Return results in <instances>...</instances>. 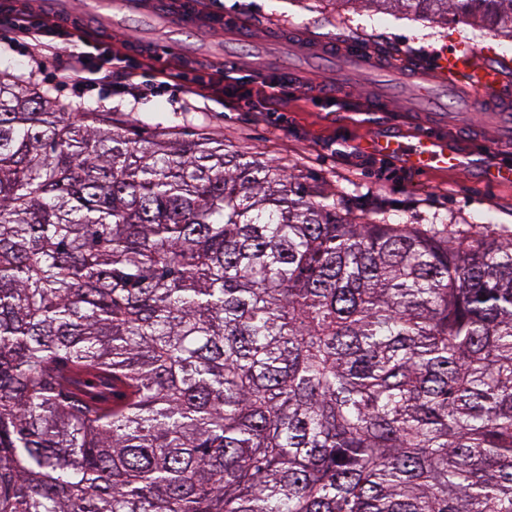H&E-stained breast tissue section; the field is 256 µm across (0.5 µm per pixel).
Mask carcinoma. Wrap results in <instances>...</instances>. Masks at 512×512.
Returning a JSON list of instances; mask_svg holds the SVG:
<instances>
[{"mask_svg": "<svg viewBox=\"0 0 512 512\" xmlns=\"http://www.w3.org/2000/svg\"><path fill=\"white\" fill-rule=\"evenodd\" d=\"M0 512H512V237L0 72Z\"/></svg>", "mask_w": 512, "mask_h": 512, "instance_id": "obj_1", "label": "carcinoma"}]
</instances>
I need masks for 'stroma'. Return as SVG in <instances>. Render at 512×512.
<instances>
[{
    "instance_id": "obj_1",
    "label": "stroma",
    "mask_w": 512,
    "mask_h": 512,
    "mask_svg": "<svg viewBox=\"0 0 512 512\" xmlns=\"http://www.w3.org/2000/svg\"><path fill=\"white\" fill-rule=\"evenodd\" d=\"M204 12L235 15L252 25L251 41L226 46L222 34L200 28L192 48L206 56L235 53L239 77L206 71L211 94L201 98L186 93L184 81L158 84L154 70L167 67L164 59L143 65L129 53L128 65L137 78L133 86L119 89L99 85L77 88L62 73L74 50H86L87 66H105L112 48L82 45L71 33L55 35L59 56L37 60L29 45L16 41L8 25H0V70L33 73L54 97L89 111L112 112L133 123L144 135L161 129H190L222 138L230 149L250 152L281 166L298 179L336 189L340 207L363 217L379 214L390 224H427L441 218L468 227L487 224L512 229V184L486 185L476 168H451L415 172L396 161L371 159L360 144L376 134L411 137L442 127L455 149L490 158L512 159V138L507 137L489 113L468 116L470 130L459 127L454 112L422 110L414 93L402 91L400 74L390 69L353 70L340 61L313 63L290 42L276 40L266 23H294L305 42L342 36L358 40L385 56L410 55L430 63L460 46L494 49L512 58V40L496 37L459 21H443L365 9L352 0H200ZM281 55L297 65L288 81V97L280 105L266 103L260 93L271 58ZM331 82L330 98L312 102L303 95L302 79ZM397 94L388 109L376 112L373 100L385 91Z\"/></svg>"
}]
</instances>
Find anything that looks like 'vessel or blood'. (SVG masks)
Instances as JSON below:
<instances>
[{
  "instance_id": "b4317fda",
  "label": "vessel or blood",
  "mask_w": 512,
  "mask_h": 512,
  "mask_svg": "<svg viewBox=\"0 0 512 512\" xmlns=\"http://www.w3.org/2000/svg\"><path fill=\"white\" fill-rule=\"evenodd\" d=\"M118 11L132 21L146 20L157 14H169L179 34L187 35L202 23L224 32L227 37L243 40L248 33L240 23L220 15L206 16L199 0H115ZM336 49L355 65L369 69L384 62L383 57L333 37L309 46V53L323 55ZM419 96L432 108L440 107L434 89H463L469 94L467 111H475L489 103L497 104L498 122L502 128H512V101L505 98V86L512 83V59L490 58L482 52L459 47L442 56L433 68L401 62ZM366 152L402 162L414 170L448 167H478L487 184L512 182V164L503 161H476L474 156L452 150L446 137L438 131H424L416 136H376L365 140Z\"/></svg>"
}]
</instances>
